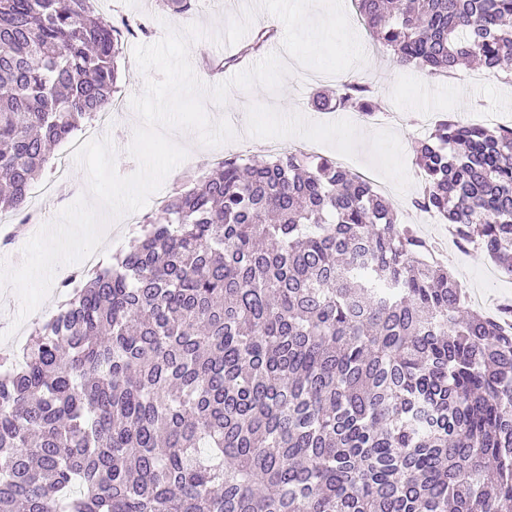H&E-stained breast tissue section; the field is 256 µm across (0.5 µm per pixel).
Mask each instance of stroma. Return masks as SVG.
I'll use <instances>...</instances> for the list:
<instances>
[{"mask_svg": "<svg viewBox=\"0 0 512 512\" xmlns=\"http://www.w3.org/2000/svg\"><path fill=\"white\" fill-rule=\"evenodd\" d=\"M99 16L146 25L147 34L128 37L123 45L119 70L122 111L113 113L100 137L118 145L116 168L126 176L137 168L127 149L139 123L129 101L143 91L146 77L139 70L133 49L161 40L167 28L183 29L197 24L204 38L192 42L190 62L196 76L207 85L223 82L254 64V57L236 54L259 24L272 25L277 36L268 52L282 56L290 68L279 93L262 87L232 89L226 105L206 101L211 120L226 119L236 137L216 147L199 143L192 131H172L171 138L187 151V157L165 179L160 192L169 194L186 169L208 171L212 165L245 147L249 156L267 158L280 143L319 144L322 156L347 159L349 169L371 181L388 199L403 224H418L420 212L411 206L421 177L414 164L412 144L432 128L443 114L479 124L486 114L497 123L512 125V84L466 66L455 78L430 75L393 63L376 52L370 35L356 14L352 0H194L191 14L177 13L161 0H97ZM353 78L370 85L376 109L373 116L318 108L314 90L332 89L338 80ZM70 145L55 146V157H67L65 174L46 170L43 182L58 180L50 200H33L30 209L44 208L48 220L86 192L85 170L70 159ZM449 268L473 289L512 300V280L490 277L493 263L483 247L449 252Z\"/></svg>", "mask_w": 512, "mask_h": 512, "instance_id": "1", "label": "stroma"}]
</instances>
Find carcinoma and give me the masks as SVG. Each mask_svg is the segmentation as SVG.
Here are the masks:
<instances>
[{
    "instance_id": "obj_1",
    "label": "carcinoma",
    "mask_w": 512,
    "mask_h": 512,
    "mask_svg": "<svg viewBox=\"0 0 512 512\" xmlns=\"http://www.w3.org/2000/svg\"><path fill=\"white\" fill-rule=\"evenodd\" d=\"M96 0H0V210L112 105L123 33ZM400 66L512 61V0H355ZM259 28L240 48L266 47ZM370 112L361 85L317 91ZM413 204L512 278V128L415 141ZM360 175L226 158L0 362V512H512V330L463 315Z\"/></svg>"
}]
</instances>
